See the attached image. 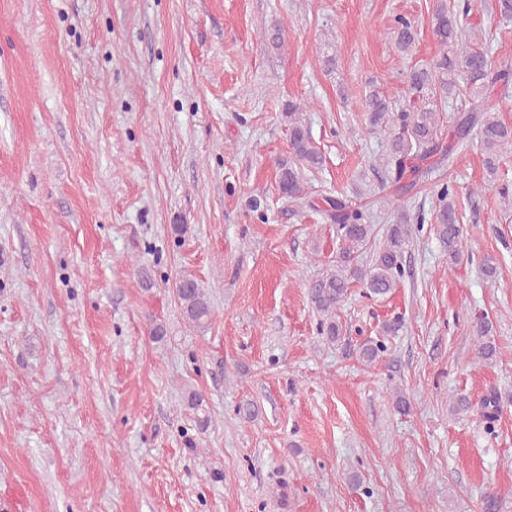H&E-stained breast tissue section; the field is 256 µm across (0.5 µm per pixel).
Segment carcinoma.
I'll return each instance as SVG.
<instances>
[{
  "label": "carcinoma",
  "mask_w": 512,
  "mask_h": 512,
  "mask_svg": "<svg viewBox=\"0 0 512 512\" xmlns=\"http://www.w3.org/2000/svg\"><path fill=\"white\" fill-rule=\"evenodd\" d=\"M470 3L460 8L448 5V0H436L431 13V30L440 51L437 57L424 67L412 68L405 75L406 90L399 103L394 104L377 87H372L364 98L368 123L373 132L388 134V144L382 165L393 175V181L405 178L408 161L438 157L439 163L449 160L454 151L476 135L485 153V164L490 174L498 169L500 157L512 152V126L505 124L498 113L491 110L486 99L492 91L500 99L512 97V68L503 66L493 69L489 50L474 46V28L468 23ZM387 35L398 53L408 55L416 37L415 23L405 17L395 20ZM468 90L471 106L454 115L453 133L448 141L439 138V113L437 110L417 105V99L430 93L443 99L456 95L460 87ZM288 123L290 142L289 157L277 164L278 188L290 201L304 198L303 172L319 169L323 156L314 144L303 113L290 103L284 113ZM451 182L440 184L437 190L438 205L432 214L434 233L448 254V267L461 264L465 256V238L460 224ZM329 219L336 223L335 265L316 279L309 287L308 295L313 309L320 317L318 334L330 342L341 335L338 309L347 298L350 288L356 284L365 288L369 296H384L392 292L402 277V262L413 238L412 224L402 217L390 224L375 241L374 225L361 209H351L341 200L329 202ZM372 250L371 260L362 262L363 254ZM174 293L185 321L192 327L204 329L211 318L212 305L208 291L198 279L182 273L174 283ZM471 327L477 341V354L483 360L497 356L495 344L490 340L492 325L487 317L479 315L471 319ZM386 351L380 342L365 343L360 347L359 359L370 365ZM187 405L199 414L197 422L205 426L204 396L196 390L186 395ZM499 414L497 393L489 391L481 403V416L487 422L488 433L494 432Z\"/></svg>",
  "instance_id": "obj_1"
}]
</instances>
